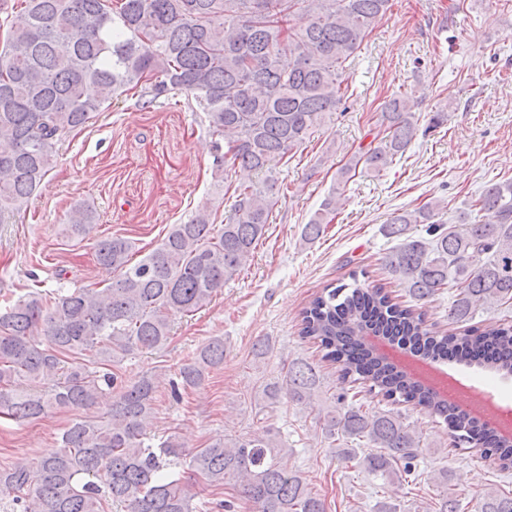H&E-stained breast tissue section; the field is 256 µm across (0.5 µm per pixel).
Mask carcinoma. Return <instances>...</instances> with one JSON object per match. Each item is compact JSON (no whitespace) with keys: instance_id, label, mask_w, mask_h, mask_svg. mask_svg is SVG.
<instances>
[{"instance_id":"obj_1","label":"carcinoma","mask_w":512,"mask_h":512,"mask_svg":"<svg viewBox=\"0 0 512 512\" xmlns=\"http://www.w3.org/2000/svg\"><path fill=\"white\" fill-rule=\"evenodd\" d=\"M393 0H18L0 50V215L26 205L51 165L61 137L83 127L112 98L147 83L194 96L206 112L216 150V172L240 168L262 180L235 188L232 215L219 229L201 209L174 224L162 242L132 262L134 244L113 236L97 242V263L112 271L103 288L65 294L32 291L0 306V418L33 421L49 411L82 409L65 427L58 448L36 466L25 459L0 469V512H198L189 480L219 487L233 480L254 512H327L306 479L278 465L282 444L215 438L190 455L188 475L166 474L183 455L169 435L145 442L158 383L152 375L125 380L90 365L121 362L165 346L173 317L190 316L212 301L248 264L269 224L278 193L277 165L341 105L346 62L391 11ZM298 15L297 29L290 21ZM293 63L286 66L283 57ZM385 136L340 168L302 239H320L357 166L380 173L417 136L406 96H392L381 112ZM456 223L437 220L438 202L398 213L385 225L401 240L382 258L388 274L414 306L394 302L382 287L328 285L302 311L301 334L339 362L343 378L379 389L385 399L412 403L442 419L451 445L469 448L501 471L512 469V440L485 430L458 408L409 381L384 358L362 349L367 326L411 347L421 357L466 361L489 352L486 368L512 374V325L467 327L441 334L421 306L448 288V320L469 323L478 310L512 305V181L488 186ZM415 224L426 236H413ZM94 213L72 210L65 232L85 238ZM45 338L47 345L37 342ZM224 363V339L200 346L179 369V389L202 384ZM318 408L317 422L339 458L356 460L392 486L416 482L421 440L393 408H370L343 387L322 399L316 366L288 367L286 385L270 383L260 400L281 393ZM372 452L357 458L354 446ZM433 512H460L448 472ZM478 512H512V494L488 490Z\"/></svg>"}]
</instances>
